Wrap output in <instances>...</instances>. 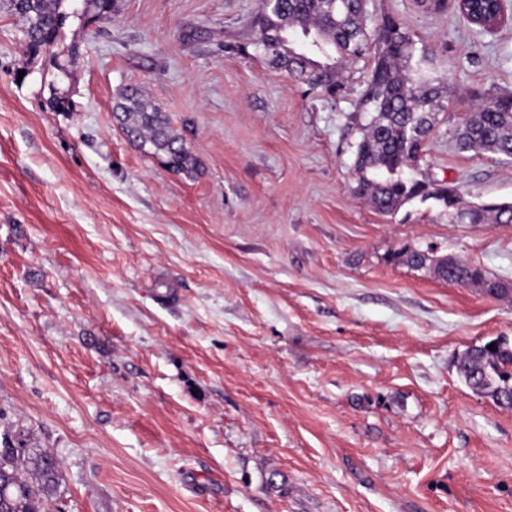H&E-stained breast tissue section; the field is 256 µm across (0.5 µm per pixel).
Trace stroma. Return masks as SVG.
Here are the masks:
<instances>
[{
	"mask_svg": "<svg viewBox=\"0 0 512 512\" xmlns=\"http://www.w3.org/2000/svg\"><path fill=\"white\" fill-rule=\"evenodd\" d=\"M118 6L67 29L69 112L22 76L0 14V444L55 460L48 512H512V408L456 368L512 340V296L388 260L430 246L512 282V224L357 198L369 71L331 99L225 52L253 39L258 0ZM368 9L402 19L457 112L512 92V24L486 33L428 0ZM129 85L195 177L117 127ZM448 127L414 178L512 202V163L456 151Z\"/></svg>",
	"mask_w": 512,
	"mask_h": 512,
	"instance_id": "35a3bbf8",
	"label": "stroma"
}]
</instances>
